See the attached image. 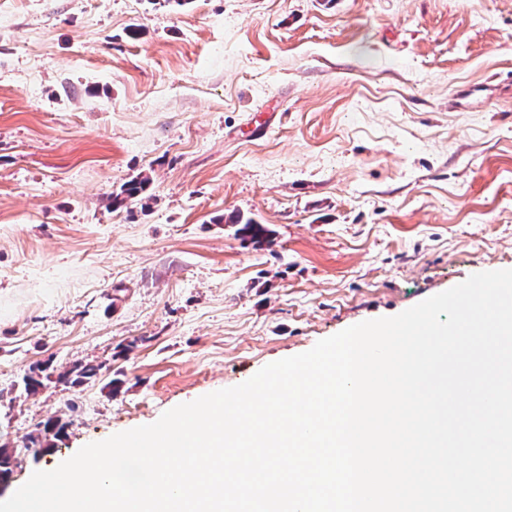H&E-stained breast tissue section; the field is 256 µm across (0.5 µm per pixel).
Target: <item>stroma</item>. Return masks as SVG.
<instances>
[{"label": "stroma", "mask_w": 512, "mask_h": 512, "mask_svg": "<svg viewBox=\"0 0 512 512\" xmlns=\"http://www.w3.org/2000/svg\"><path fill=\"white\" fill-rule=\"evenodd\" d=\"M500 269L512 0H0V448L26 450L0 501ZM78 362L98 377L24 393ZM147 182V179L132 181L126 185L120 194H112V208L119 209L122 207H127L128 204L142 201L143 198L141 195L145 190ZM229 223L237 227L235 234L244 244L263 246L273 243L271 230L264 224H257L250 218L244 219L240 214L232 215Z\"/></svg>", "instance_id": "obj_1"}]
</instances>
